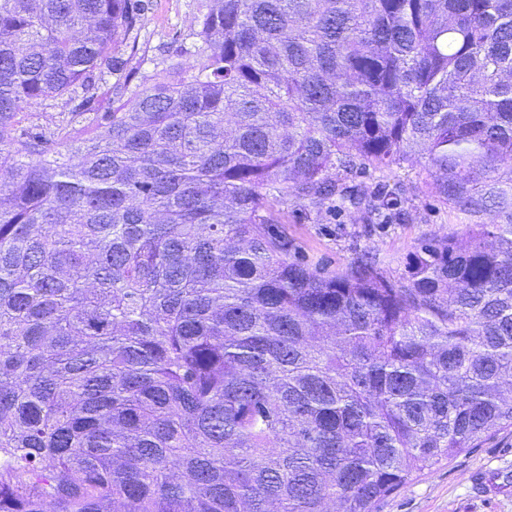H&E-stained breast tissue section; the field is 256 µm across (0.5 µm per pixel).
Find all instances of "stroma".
<instances>
[{
  "instance_id": "obj_1",
  "label": "stroma",
  "mask_w": 512,
  "mask_h": 512,
  "mask_svg": "<svg viewBox=\"0 0 512 512\" xmlns=\"http://www.w3.org/2000/svg\"><path fill=\"white\" fill-rule=\"evenodd\" d=\"M141 34L150 47L174 32L189 33L209 0H143ZM347 185L390 203L373 218L351 206H322L290 199L274 203L270 233L288 239L289 257L310 270L332 276L347 271L372 252L387 276L405 274L409 257L425 240L448 233L467 241L460 218L432 193L420 163L366 168L347 176ZM509 481L498 494L486 491L485 476ZM376 512H512V429L487 437L477 447L424 470L380 502Z\"/></svg>"
}]
</instances>
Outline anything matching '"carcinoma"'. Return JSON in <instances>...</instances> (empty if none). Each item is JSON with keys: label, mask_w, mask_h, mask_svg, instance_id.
<instances>
[{"label": "carcinoma", "mask_w": 512, "mask_h": 512, "mask_svg": "<svg viewBox=\"0 0 512 512\" xmlns=\"http://www.w3.org/2000/svg\"><path fill=\"white\" fill-rule=\"evenodd\" d=\"M212 2L143 74L141 0H0V512H374L512 428V0ZM414 157L472 236L404 278L266 229Z\"/></svg>", "instance_id": "obj_1"}]
</instances>
